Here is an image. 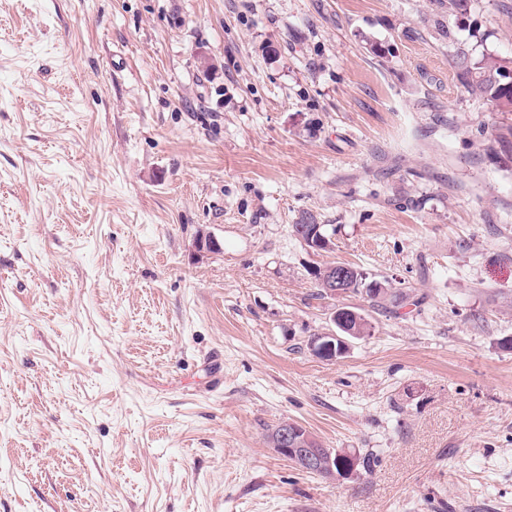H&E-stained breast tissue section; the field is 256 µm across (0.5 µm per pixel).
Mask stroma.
<instances>
[{"instance_id": "obj_1", "label": "stroma", "mask_w": 512, "mask_h": 512, "mask_svg": "<svg viewBox=\"0 0 512 512\" xmlns=\"http://www.w3.org/2000/svg\"><path fill=\"white\" fill-rule=\"evenodd\" d=\"M461 47L512 60V0H0V512H512V112ZM456 65L460 83L472 94L486 98L497 112H512V83L502 71L511 62L493 55L473 57L459 48ZM512 64V62H511ZM332 265L350 266L352 268V273H349V268L343 267L341 271H338V273L335 272V274L332 275V278L327 283L324 284L325 294L331 297H336V295L343 296L348 294L349 291L352 294L365 292L367 298L373 303L372 305L379 306L381 301H385L388 299H393L396 302L398 299H400V295H402L396 294V292H390V289L382 288L380 282L374 280L368 281L367 273H365L358 267L345 263H333L330 264L327 268H329ZM350 274L352 279L348 285L351 288L349 289V291H346V282L348 281ZM384 289L387 290L385 291ZM356 311V310H354ZM357 312V311H356ZM357 319H348V329L352 333H347L340 331L336 328V309L333 311L331 316V322L333 323L335 329L329 330V332H324L317 340L311 345L312 351L316 356L324 360H336L337 358L343 357L346 355L350 349V341L343 337L348 336H357L358 338H363L364 336L370 335V326L367 322L366 318L361 315L359 312ZM336 329L339 335L336 333ZM342 336V337H341ZM339 341V350L336 351V346H338ZM320 341L319 343H317ZM278 426V433L275 440L272 442L271 438ZM306 430L296 422L283 421L268 433L266 436V443L269 447H271L272 443L273 452L276 455L287 459L299 470L305 471L309 474L312 472L317 473L329 481L335 482L336 480L344 479L342 478L343 474L341 469L346 465V457L351 455L353 457L356 452L345 449H334L335 453H333L331 457L332 450L330 448H324L321 443L314 444L308 433L314 439L317 438L310 431L307 433ZM331 458L333 459L334 468L336 460V470L331 466ZM354 459L358 461L357 467L354 465L350 468V465H348V470H354L356 467L353 475L357 474L359 467H362L365 472L370 471V455L359 457V455L356 454ZM336 474L342 477H339Z\"/></svg>"}]
</instances>
